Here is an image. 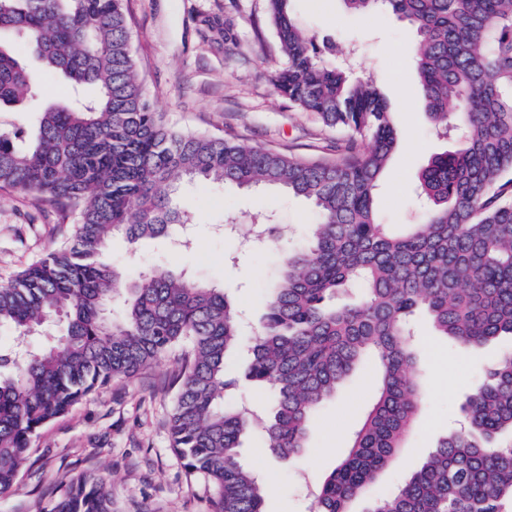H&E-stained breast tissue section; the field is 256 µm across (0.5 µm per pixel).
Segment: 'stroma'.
<instances>
[{"label": "stroma", "instance_id": "35a3bbf8", "mask_svg": "<svg viewBox=\"0 0 512 512\" xmlns=\"http://www.w3.org/2000/svg\"><path fill=\"white\" fill-rule=\"evenodd\" d=\"M139 77L155 111L174 127L195 134L330 160L343 128L326 127L313 113L299 111L273 88L283 62L267 18L266 0H125ZM218 13L231 19L237 44L212 46L199 34L197 18ZM302 31L322 45L329 66L351 65L357 79L372 80L385 97L400 147L382 178L378 204L386 224H417L425 214L414 195L418 171L436 153L456 149L437 136L418 89L414 39L407 24L389 12L360 16L340 0H293ZM177 201L192 218L194 245L183 251L172 238L142 240L130 247L114 237L113 264L138 272L163 265L192 280L224 287L241 312V332L252 338L266 310V290L282 257L303 247L316 222L303 198L264 187L211 186L182 181ZM268 213L274 241L247 243L252 217ZM55 209L19 191H0V282L71 237ZM425 399L399 457L379 483L394 490L457 425L467 393L482 382L484 364L512 351V337L469 349L435 334L425 319L414 325ZM185 350L177 347L132 379L112 380L103 389L43 427L32 441L18 484L0 496V512H51L70 480L104 478L112 512H210L203 478L187 480L170 446L173 378ZM376 371L364 357L336 396L310 423L306 447L291 464L272 457L259 431L241 450L267 488L266 512H313L314 496L343 458L354 430L375 397L369 382Z\"/></svg>", "mask_w": 512, "mask_h": 512}]
</instances>
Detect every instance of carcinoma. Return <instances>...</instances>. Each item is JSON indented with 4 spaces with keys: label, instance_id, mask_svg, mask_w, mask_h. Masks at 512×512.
<instances>
[{
    "label": "carcinoma",
    "instance_id": "cac0c4a2",
    "mask_svg": "<svg viewBox=\"0 0 512 512\" xmlns=\"http://www.w3.org/2000/svg\"><path fill=\"white\" fill-rule=\"evenodd\" d=\"M341 2L365 15L383 8L413 29L431 127L460 144L420 171L425 221L400 232L377 207L398 145L392 113L372 83L322 64L291 0H267L285 57L272 83L301 111L348 129L332 161L168 126L138 77L124 0H0L4 111L42 96L43 74L97 89L89 101L48 104L32 132L0 127V190L31 193L74 219L72 240L0 285V329L23 337L59 318L66 325L37 353L0 354L9 369L0 372L1 495L17 484L42 427L184 345L171 445L187 479L208 481L211 512H265L257 472L239 458L243 438L259 426L273 457L295 459L317 409L365 355L378 366L376 398L314 512H350L368 491L366 512H512L511 353L467 397L464 425L402 485L376 491L421 408L416 315L467 348L512 335V0ZM199 24L208 40L235 42L220 17ZM13 34L25 36L38 69L14 55ZM183 180L281 188L317 215L247 346L224 289L167 267L131 277L104 259L116 235L134 247L190 223L173 205ZM243 348L246 377L271 396L261 410L224 401L237 387L225 361ZM51 512H112V499L102 478L83 476Z\"/></svg>",
    "mask_w": 512,
    "mask_h": 512
}]
</instances>
